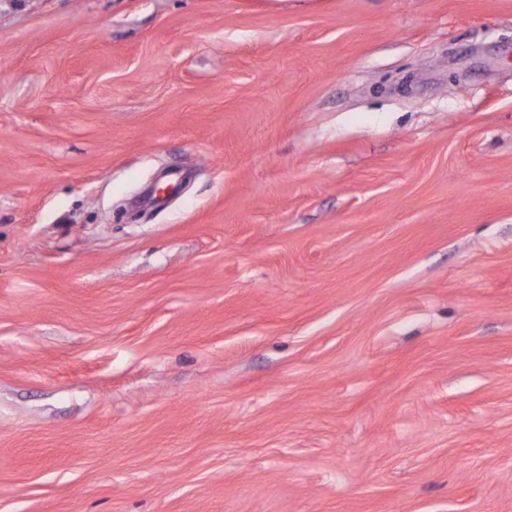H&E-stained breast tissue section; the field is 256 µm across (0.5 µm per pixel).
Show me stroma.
<instances>
[{"mask_svg": "<svg viewBox=\"0 0 512 512\" xmlns=\"http://www.w3.org/2000/svg\"><path fill=\"white\" fill-rule=\"evenodd\" d=\"M0 512H512V0H0Z\"/></svg>", "mask_w": 512, "mask_h": 512, "instance_id": "stroma-1", "label": "stroma"}]
</instances>
